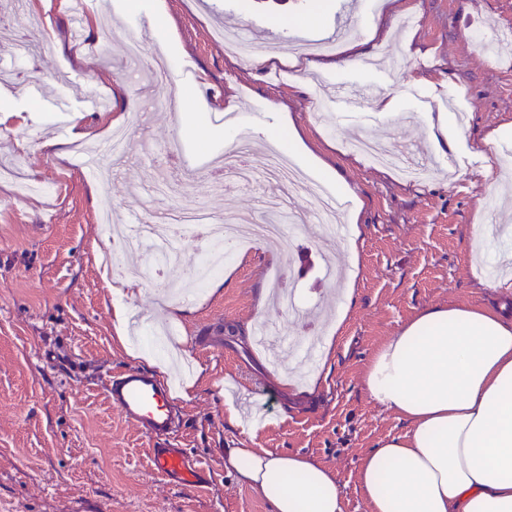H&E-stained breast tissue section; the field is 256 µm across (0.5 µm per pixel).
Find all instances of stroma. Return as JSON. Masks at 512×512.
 I'll return each mask as SVG.
<instances>
[{
  "label": "stroma",
  "instance_id": "obj_1",
  "mask_svg": "<svg viewBox=\"0 0 512 512\" xmlns=\"http://www.w3.org/2000/svg\"><path fill=\"white\" fill-rule=\"evenodd\" d=\"M61 0H0V23L13 27L29 56L0 71V105L15 113L0 124V512H271L253 488L224 469L225 449L255 434L259 447L301 453L332 468L343 487L344 512H368L358 469L383 439L405 432V422L375 402L364 377L373 352L421 309L441 304L492 306L497 290L480 287L486 262L512 261V205L497 198L512 176V135L488 143L496 129L512 126V45L488 61L477 31L512 36V0H376L379 33L368 38L360 21L362 0H139L137 11L155 16L164 8L168 37L146 44V56L130 63L123 41L132 14L112 0L117 30L111 51L69 34ZM315 19V31L305 30ZM350 25L361 44L360 62L348 64L332 47L337 26ZM248 29L263 55L241 56L218 32ZM296 46L299 64L282 65L275 48ZM164 53L188 64L195 83L171 91L149 77L150 57ZM402 56L397 68L377 67L388 53ZM38 82L45 100L27 93ZM400 98L395 116L375 105L340 112L338 88ZM107 100L109 114L142 105L144 132H131L129 156L114 162L108 193L75 161L71 134L87 132L105 143L106 124L85 110L87 95ZM66 100V114L50 111ZM243 117L241 135L257 148V125L274 126L289 115L311 153L353 191L341 224L357 213L362 231L352 268L355 294L346 300L323 270V257H347L346 241H332L316 223L299 225L288 246L260 245L229 254L222 271L196 295H183L187 313L178 334L153 342L150 327L164 320L161 282L179 279L200 259L198 243L178 246L179 267L148 273L126 296L132 319L142 323L128 351L112 343L115 291L106 284L99 254V211L110 197L112 215L144 218L169 213L172 195L150 192L153 182L176 174L185 145L201 157L229 148L223 126L213 123L227 103ZM463 114L449 140L435 139L429 119ZM68 132L56 134L60 121ZM380 142L391 154L406 153L407 165L433 168L425 180H410L378 166L354 149V137ZM36 182L48 193L19 199L15 183ZM199 194L220 215L245 211L264 216L260 189H236L202 180ZM483 225L486 255L471 252L474 225ZM283 268L301 307L326 300L348 305L316 379L293 381L270 366L254 346L252 325L263 316L288 334L302 335L306 321L273 301L259 303L270 288L266 271ZM185 365L173 391L182 422L174 443L196 456L207 472L203 487L186 491L154 475L148 450L154 440L126 423L105 400L114 371L132 365L167 377L172 361ZM248 403L244 428L226 425L224 403Z\"/></svg>",
  "mask_w": 512,
  "mask_h": 512
}]
</instances>
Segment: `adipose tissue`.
<instances>
[{
    "label": "adipose tissue",
    "instance_id": "1",
    "mask_svg": "<svg viewBox=\"0 0 512 512\" xmlns=\"http://www.w3.org/2000/svg\"><path fill=\"white\" fill-rule=\"evenodd\" d=\"M369 396L407 423L358 473L368 512H512V318L422 309L374 353ZM224 468L272 512H344L335 473L301 454L244 445Z\"/></svg>",
    "mask_w": 512,
    "mask_h": 512
}]
</instances>
